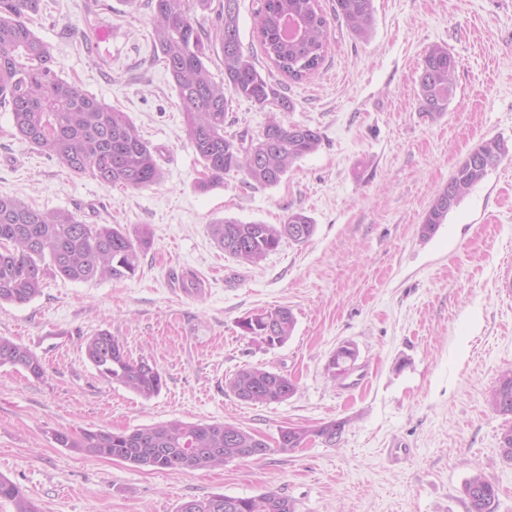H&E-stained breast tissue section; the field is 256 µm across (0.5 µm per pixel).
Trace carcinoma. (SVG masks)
<instances>
[{
    "label": "carcinoma",
    "instance_id": "carcinoma-1",
    "mask_svg": "<svg viewBox=\"0 0 512 512\" xmlns=\"http://www.w3.org/2000/svg\"><path fill=\"white\" fill-rule=\"evenodd\" d=\"M153 40L175 86L184 112L185 133L201 159L206 191L230 172L242 171L248 184L272 187L288 169L321 144L319 131L286 122L282 115L295 110L281 83L262 73L244 53L239 33L238 0H150ZM45 7L43 0H0V106L12 114L20 139L57 158L69 171L88 174L106 186L142 189L158 185L162 172L150 144L127 114L83 92L61 78L54 67L52 47L30 28L32 17ZM336 18L361 40L372 30V0H335ZM216 13L214 31L205 29L198 15ZM255 33L265 57L284 76L301 81L323 64L330 47L328 23L318 0H259ZM220 51L224 81L212 79L206 61ZM456 78V61L448 48L428 47L418 77L422 110L430 117L448 108ZM246 99L269 118L260 133L243 130L227 134L224 124L232 102ZM251 140L252 157H241L238 144ZM501 140L479 143L437 194L423 224L432 235L444 223L462 195L481 182L505 153ZM219 248L246 263L258 264L283 240L306 242L315 224L302 212H290L280 224L244 223L226 218L209 225ZM147 227L128 231L120 224H85L73 213L40 210L13 197L0 196V305L25 304L38 297L45 279L59 276L72 282L121 279L135 275L140 256L148 250ZM275 316L271 345L291 335L295 318L284 307L268 311ZM264 316L239 321L249 335L266 331ZM86 360L101 378L121 384L144 398L163 387L158 369L126 353L119 337L101 330L84 343ZM18 367L35 378L44 375L40 358L26 346L0 336V366ZM227 387L244 402L284 401L296 390L285 375L259 367L238 371ZM496 413L512 415V370L501 375L487 399ZM345 426L333 421L318 428H292L282 451L303 447L315 435L336 441ZM54 441L70 451L102 459H118L135 466L173 470H202L239 458L267 455L270 443L256 434L224 422L192 423L173 420L132 431L84 430L74 436L53 433ZM469 512H494L496 492L480 475L464 486ZM13 512H39L18 484L0 476V501ZM177 512H296L294 501L276 491L251 497L213 495L182 503Z\"/></svg>",
    "mask_w": 512,
    "mask_h": 512
}]
</instances>
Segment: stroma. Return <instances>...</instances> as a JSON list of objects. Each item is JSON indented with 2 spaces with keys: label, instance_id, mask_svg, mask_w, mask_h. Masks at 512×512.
Instances as JSON below:
<instances>
[{
  "label": "stroma",
  "instance_id": "35a3bbf8",
  "mask_svg": "<svg viewBox=\"0 0 512 512\" xmlns=\"http://www.w3.org/2000/svg\"><path fill=\"white\" fill-rule=\"evenodd\" d=\"M52 0L32 28L55 69L126 112L163 172L144 189L108 187L22 143L0 108V196L66 209L87 224L147 226L152 245L133 277L45 281L26 304L0 306V336L43 362L36 379L0 366V475L41 512H176L217 494L273 490L296 512H468L464 486L483 472L495 512H512V464L499 441L511 416L487 398L512 368V0H373L368 40L319 0L332 50L308 79L286 81L287 121L317 129L319 148L273 187L243 172L200 190L203 165L186 134L168 71L155 60L147 0ZM457 64L448 109L422 110L426 48ZM506 154L431 236L421 225L436 194L483 140ZM312 218L303 244L285 240L256 265L221 250L209 224ZM193 276L182 286L178 274ZM285 307L295 318L274 347L241 319ZM161 373L145 399L102 379L84 356L101 330ZM356 352L332 376L336 349ZM294 380L271 404L238 400L226 382L245 367ZM171 420L227 422L274 441L283 427L345 421L336 444L170 470L71 452L55 431H130Z\"/></svg>",
  "mask_w": 512,
  "mask_h": 512
}]
</instances>
